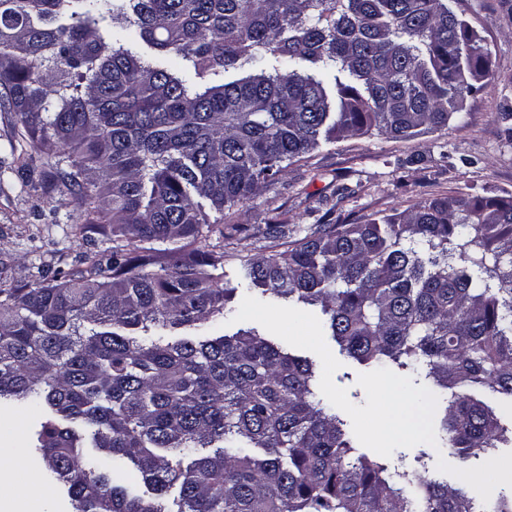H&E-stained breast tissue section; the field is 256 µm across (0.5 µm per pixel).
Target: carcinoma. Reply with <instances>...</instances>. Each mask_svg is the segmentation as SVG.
<instances>
[{
	"label": "carcinoma",
	"mask_w": 512,
	"mask_h": 512,
	"mask_svg": "<svg viewBox=\"0 0 512 512\" xmlns=\"http://www.w3.org/2000/svg\"><path fill=\"white\" fill-rule=\"evenodd\" d=\"M494 81L448 0H0V108L77 192L71 232L112 243L76 274L0 281V405L45 412L36 447L73 512H512L420 458L356 454L315 362L225 332L224 247L191 248L321 145L445 129ZM264 238L251 289L432 385L442 452L512 441L493 407L512 399V197Z\"/></svg>",
	"instance_id": "carcinoma-1"
}]
</instances>
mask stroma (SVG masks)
<instances>
[{
	"mask_svg": "<svg viewBox=\"0 0 512 512\" xmlns=\"http://www.w3.org/2000/svg\"><path fill=\"white\" fill-rule=\"evenodd\" d=\"M481 40L492 85L473 91L448 127L404 140L372 135L322 145L264 188L236 215V230L224 239V281L244 288L247 264L264 253L260 233L279 220L304 227L322 221L354 223L404 210L413 203L447 197L470 188L479 197H512V0H448ZM12 113L0 112V273L25 283L31 274L63 276L83 269L85 259L107 248L101 234H72L80 208L76 193L67 191L47 165L46 154L28 148L18 160ZM238 316L225 327L232 333L255 327L288 342L294 354L325 369L320 390L336 403V411L352 435L358 453L392 469L411 468L424 457L431 477L449 485L466 483L481 495L484 478L494 474L495 495L512 499V443L493 455L461 461L440 453L432 435L444 415L436 400L406 403L402 417L417 422L416 433L390 445L382 430L388 418L382 386L385 376L342 354L320 330L311 309L303 329L294 326L291 306L263 309L234 297ZM39 418L29 412L0 411V446L20 447L25 470L37 482L28 495L39 498L44 512H72L60 487L41 482L44 468L39 452L26 448Z\"/></svg>",
	"mask_w": 512,
	"mask_h": 512,
	"instance_id": "1",
	"label": "stroma"
}]
</instances>
